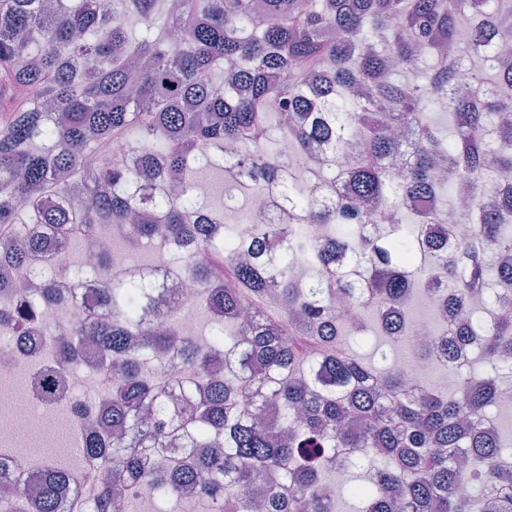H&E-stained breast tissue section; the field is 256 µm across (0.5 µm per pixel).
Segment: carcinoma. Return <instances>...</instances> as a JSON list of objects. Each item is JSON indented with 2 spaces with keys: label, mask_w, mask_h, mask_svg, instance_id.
Returning a JSON list of instances; mask_svg holds the SVG:
<instances>
[{
  "label": "carcinoma",
  "mask_w": 512,
  "mask_h": 512,
  "mask_svg": "<svg viewBox=\"0 0 512 512\" xmlns=\"http://www.w3.org/2000/svg\"><path fill=\"white\" fill-rule=\"evenodd\" d=\"M505 19L512 0H0V292L34 293L45 317L36 328L5 305L0 335L57 337L48 400L83 348L112 371L84 448L124 475L85 494L64 468L38 474L40 512L61 499L136 512L144 487L208 512H339L340 468L361 473L343 486L360 512H512L497 479L512 435L485 429L512 382V317L499 313L512 186L487 198L512 169ZM475 58L457 88L456 66ZM438 107L447 131L429 121ZM211 169L269 198L250 242L224 222L235 193L221 214L192 192ZM463 187L483 252L443 223L439 205ZM309 224L327 234L295 278ZM99 226L113 244L92 272L108 316L69 326L56 251ZM153 241L168 248L160 263L138 257ZM117 243L131 267L110 277ZM160 267L196 283L209 337L176 323V292L150 288ZM421 291L470 307L438 346L451 359L476 340L488 371L452 367V394L428 380L409 390L386 353L367 363L352 347L410 339Z\"/></svg>",
  "instance_id": "carcinoma-1"
}]
</instances>
